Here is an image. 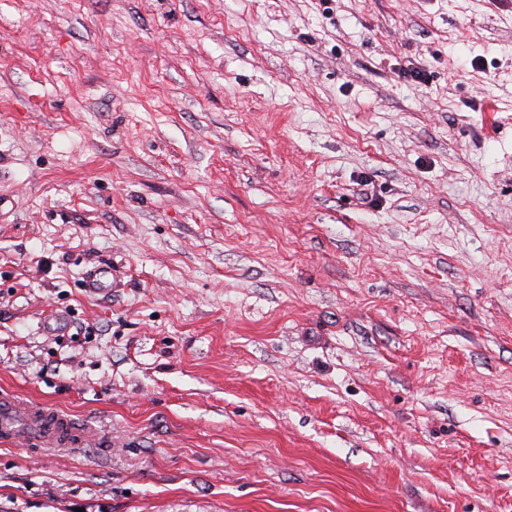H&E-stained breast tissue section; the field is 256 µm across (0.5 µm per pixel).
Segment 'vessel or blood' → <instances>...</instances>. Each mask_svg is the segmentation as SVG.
Masks as SVG:
<instances>
[{"instance_id": "b4317fda", "label": "vessel or blood", "mask_w": 512, "mask_h": 512, "mask_svg": "<svg viewBox=\"0 0 512 512\" xmlns=\"http://www.w3.org/2000/svg\"><path fill=\"white\" fill-rule=\"evenodd\" d=\"M115 278L116 271L111 266H98L88 275L85 291L91 295L107 294ZM97 440L92 424H78L57 409L20 399L12 391L0 392V441L21 447L36 441L46 447L82 448Z\"/></svg>"}]
</instances>
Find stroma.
Masks as SVG:
<instances>
[{"mask_svg": "<svg viewBox=\"0 0 512 512\" xmlns=\"http://www.w3.org/2000/svg\"><path fill=\"white\" fill-rule=\"evenodd\" d=\"M2 387L0 512H512V0H0ZM116 270L112 266L103 264L96 267L85 281L84 291L90 295H105L112 291L115 284ZM0 439L21 447L38 441L44 447L83 448L96 444L98 434L89 421L78 424L53 407L1 390Z\"/></svg>", "mask_w": 512, "mask_h": 512, "instance_id": "obj_1", "label": "stroma"}]
</instances>
